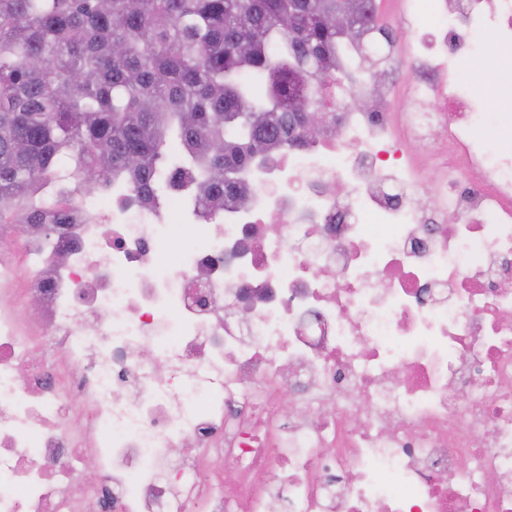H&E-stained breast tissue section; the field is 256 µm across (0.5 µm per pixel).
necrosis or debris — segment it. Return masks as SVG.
Masks as SVG:
<instances>
[{
	"label": "necrosis or debris",
	"mask_w": 512,
	"mask_h": 512,
	"mask_svg": "<svg viewBox=\"0 0 512 512\" xmlns=\"http://www.w3.org/2000/svg\"><path fill=\"white\" fill-rule=\"evenodd\" d=\"M375 6L379 109L326 79L218 221L0 225V512H512V144L464 66L512 100V0ZM299 112V123L302 128L303 138L307 144L312 143L315 141L322 125V113L315 109L311 101L306 98L300 99Z\"/></svg>",
	"instance_id": "obj_1"
}]
</instances>
